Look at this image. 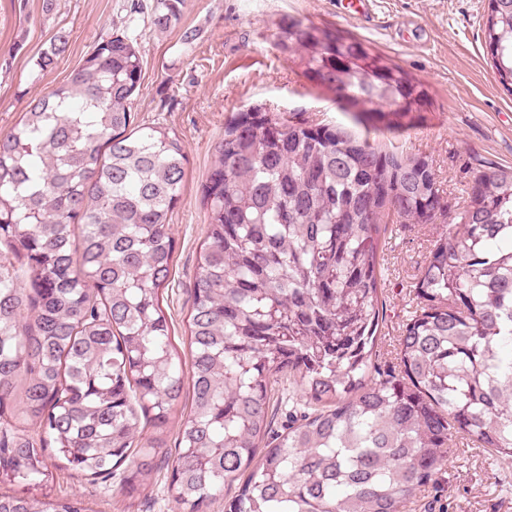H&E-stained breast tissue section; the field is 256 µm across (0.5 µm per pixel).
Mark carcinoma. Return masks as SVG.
Here are the masks:
<instances>
[{"label": "carcinoma", "mask_w": 512, "mask_h": 512, "mask_svg": "<svg viewBox=\"0 0 512 512\" xmlns=\"http://www.w3.org/2000/svg\"><path fill=\"white\" fill-rule=\"evenodd\" d=\"M185 5L157 0L153 25ZM67 44L55 35L36 74ZM276 46L360 122L402 133L430 112L426 86L360 40L290 18ZM483 49L512 95V0H489ZM142 68L114 33L0 134V243L24 273L0 265V475L28 489L0 493V512H89L29 493L51 456L89 481L130 463L119 492H140L187 396L169 477L184 512H405L462 444L512 459V167L468 181L387 366L381 253L389 220L447 212L432 160L297 113H235L204 189L186 377L159 290L187 157L174 129L134 124ZM288 374L302 412L274 437ZM141 415L154 434L135 448Z\"/></svg>", "instance_id": "carcinoma-1"}]
</instances>
